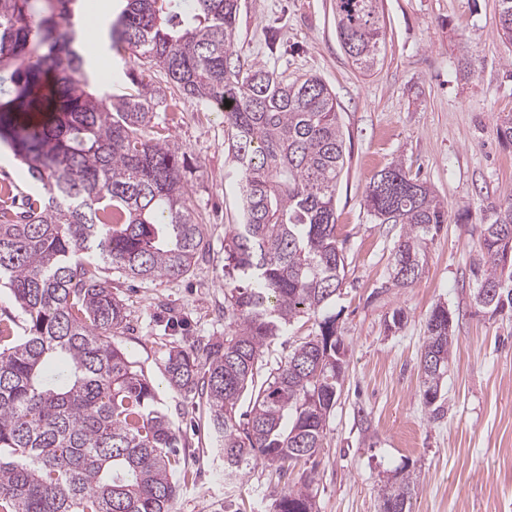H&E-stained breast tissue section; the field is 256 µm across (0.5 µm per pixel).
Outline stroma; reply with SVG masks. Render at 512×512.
<instances>
[{
  "label": "stroma",
  "instance_id": "1",
  "mask_svg": "<svg viewBox=\"0 0 512 512\" xmlns=\"http://www.w3.org/2000/svg\"><path fill=\"white\" fill-rule=\"evenodd\" d=\"M385 48L372 72L358 70L336 34L335 0H241L237 50L282 78L316 75L336 96L347 163L337 188V238L345 273L335 315L347 350L343 386L317 457L280 470L255 461L224 474L205 404L167 387L172 347L223 339L224 233L240 223L239 189L224 115L175 99L162 133L182 152L190 205L209 252L180 280L104 279L124 303L129 328L116 341L155 384L185 444L172 512H274V495L308 483L315 512H380L379 490L411 474L412 512H512V313L475 302L472 268L486 202L512 195V145L499 119L512 113V44L497 25V0H378ZM474 75L462 76L465 56ZM89 84L121 94L134 76L166 87L163 73L109 55L89 63ZM427 182L448 222L427 241L421 276L390 285L397 224L371 215L372 177L391 164ZM453 317L454 340L441 409L421 398L419 360L436 305ZM400 328L389 329L394 311Z\"/></svg>",
  "mask_w": 512,
  "mask_h": 512
}]
</instances>
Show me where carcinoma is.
<instances>
[{"mask_svg": "<svg viewBox=\"0 0 512 512\" xmlns=\"http://www.w3.org/2000/svg\"><path fill=\"white\" fill-rule=\"evenodd\" d=\"M240 0H124L108 26L112 48L163 72L171 95L223 105L243 222L224 234V340L202 352L169 350V387L205 399L224 473L253 461L283 466L320 448L343 379L336 375V317L325 311L344 276L336 189L345 139L336 97L315 75L284 80L241 64ZM85 0H0V144L40 192L17 210L0 197V286L25 315L24 334L0 319V512H171L180 438L143 371L113 341L126 327L102 266L133 278L186 276L207 249L188 204L179 148L161 138L164 98L142 79L118 96L87 90ZM512 0L498 26L512 43ZM336 32L363 73L384 45L377 0H336ZM230 106H225V102ZM390 177L382 183L383 172ZM365 196L383 224L402 225L393 286L420 276L422 244L448 223V206L398 165ZM478 284L498 288L489 310L512 309V197L489 201ZM447 308L427 320L421 396L438 403L453 339ZM320 317L258 382L274 339L294 320ZM251 392L250 410L237 414ZM415 484L380 489L383 508L410 512ZM276 512H313L303 485L278 495Z\"/></svg>", "mask_w": 512, "mask_h": 512, "instance_id": "1", "label": "carcinoma"}]
</instances>
